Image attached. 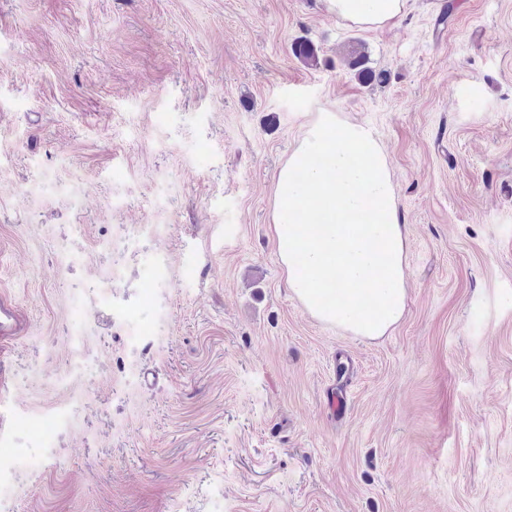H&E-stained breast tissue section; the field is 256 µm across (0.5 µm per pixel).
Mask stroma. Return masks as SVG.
<instances>
[{
	"mask_svg": "<svg viewBox=\"0 0 512 512\" xmlns=\"http://www.w3.org/2000/svg\"><path fill=\"white\" fill-rule=\"evenodd\" d=\"M325 110L408 234L377 340L269 232ZM1 294L0 512H512V0H0ZM327 13L364 29L393 24L407 10L408 0H322ZM27 328L23 315L4 297H0V353L4 354L11 341Z\"/></svg>",
	"mask_w": 512,
	"mask_h": 512,
	"instance_id": "stroma-1",
	"label": "stroma"
}]
</instances>
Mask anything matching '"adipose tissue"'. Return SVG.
<instances>
[{"instance_id":"1","label":"adipose tissue","mask_w":512,"mask_h":512,"mask_svg":"<svg viewBox=\"0 0 512 512\" xmlns=\"http://www.w3.org/2000/svg\"><path fill=\"white\" fill-rule=\"evenodd\" d=\"M327 13L371 29L408 0H322ZM272 233L288 286L322 323L374 340L406 306L407 232L388 155L370 127L319 113L274 184Z\"/></svg>"}]
</instances>
